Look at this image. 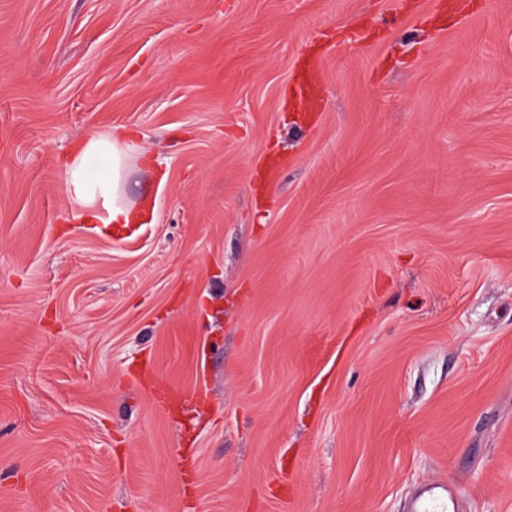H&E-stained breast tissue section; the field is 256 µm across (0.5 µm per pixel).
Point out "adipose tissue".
Returning a JSON list of instances; mask_svg holds the SVG:
<instances>
[{
  "label": "adipose tissue",
  "mask_w": 512,
  "mask_h": 512,
  "mask_svg": "<svg viewBox=\"0 0 512 512\" xmlns=\"http://www.w3.org/2000/svg\"><path fill=\"white\" fill-rule=\"evenodd\" d=\"M129 136L116 128L91 134L80 151L64 165L63 191L69 203V220L76 224H140L148 216L142 208H133L125 198V161ZM105 155L108 169L97 181L84 172L87 157Z\"/></svg>",
  "instance_id": "obj_1"
}]
</instances>
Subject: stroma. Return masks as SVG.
I'll use <instances>...</instances> for the list:
<instances>
[{
	"label": "stroma",
	"instance_id": "35a3bbf8",
	"mask_svg": "<svg viewBox=\"0 0 512 512\" xmlns=\"http://www.w3.org/2000/svg\"><path fill=\"white\" fill-rule=\"evenodd\" d=\"M448 2L0 0V512H512V0ZM130 137L121 128L91 134L80 151L64 164L63 191L74 224H143L148 211L134 209L125 198V161ZM103 154L108 160L105 175L90 181L84 172L88 156ZM455 483L447 478L430 481L418 491L410 512H450V504L456 502Z\"/></svg>",
	"mask_w": 512,
	"mask_h": 512
}]
</instances>
